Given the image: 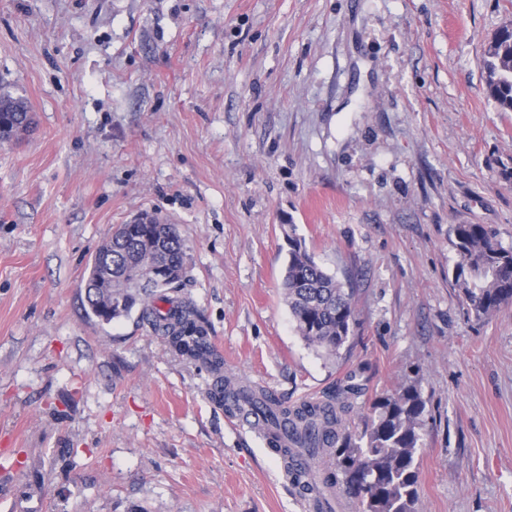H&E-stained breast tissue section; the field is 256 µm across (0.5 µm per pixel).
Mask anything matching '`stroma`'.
<instances>
[{
	"label": "stroma",
	"instance_id": "stroma-1",
	"mask_svg": "<svg viewBox=\"0 0 512 512\" xmlns=\"http://www.w3.org/2000/svg\"><path fill=\"white\" fill-rule=\"evenodd\" d=\"M512 0H0V512H306L212 368L87 268L155 211L225 371L289 406L417 386L416 512H512V304L475 318L452 228L512 248V112L484 53ZM353 291L339 355L295 331L288 237ZM360 386L344 393L348 380ZM24 99L10 95L0 96V115L8 120V127L1 133L0 141L19 139L28 132L32 124V115Z\"/></svg>",
	"mask_w": 512,
	"mask_h": 512
}]
</instances>
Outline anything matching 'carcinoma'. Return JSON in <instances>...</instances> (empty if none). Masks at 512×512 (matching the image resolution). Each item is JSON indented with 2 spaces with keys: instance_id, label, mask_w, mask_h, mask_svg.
<instances>
[{
  "instance_id": "1",
  "label": "carcinoma",
  "mask_w": 512,
  "mask_h": 512,
  "mask_svg": "<svg viewBox=\"0 0 512 512\" xmlns=\"http://www.w3.org/2000/svg\"><path fill=\"white\" fill-rule=\"evenodd\" d=\"M483 65L489 95L501 111L512 112V27L503 28L489 44ZM0 115L8 120V127L0 133L6 142L31 127L32 115L22 98L1 95ZM159 232L155 224H120L112 244L102 245L112 252V318L127 317L139 307L142 317L168 336L175 351L218 370L221 359L214 353L206 329L182 302L165 294L186 277L183 240L173 224L167 225V232L158 241ZM452 233V245L459 255L456 285L476 317L511 303L512 249L503 248L481 224H457ZM288 245L282 288L295 331L308 344L335 356L347 343L355 323L351 295L335 275L316 262L299 238L288 237ZM159 248L171 279L153 287H124L141 278V269L154 261ZM103 297V288L86 294L90 313L100 321L106 317L101 307ZM215 396L230 412L240 410L241 398L260 405L265 422L289 425L298 447L311 458L321 452L328 454L332 468L324 483L341 486L357 501L358 512H414L418 500V426L425 410L416 387L373 400L371 416L358 435L344 428L339 411L330 403L308 402L292 410L280 409L271 400L259 402L236 390L229 377L217 382Z\"/></svg>"
}]
</instances>
